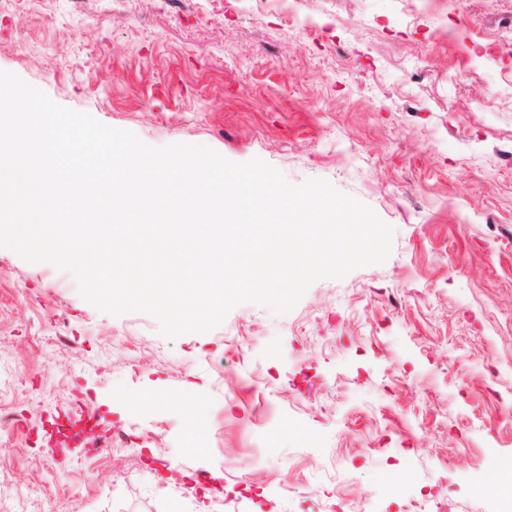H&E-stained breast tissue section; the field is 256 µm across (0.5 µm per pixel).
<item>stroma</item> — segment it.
I'll list each match as a JSON object with an SVG mask.
<instances>
[{
  "label": "stroma",
  "mask_w": 512,
  "mask_h": 512,
  "mask_svg": "<svg viewBox=\"0 0 512 512\" xmlns=\"http://www.w3.org/2000/svg\"><path fill=\"white\" fill-rule=\"evenodd\" d=\"M0 70L149 145L326 180L394 230L288 313L173 340L0 248V512H495L512 0H0ZM87 414L97 440L52 452L53 420Z\"/></svg>",
  "instance_id": "obj_1"
}]
</instances>
